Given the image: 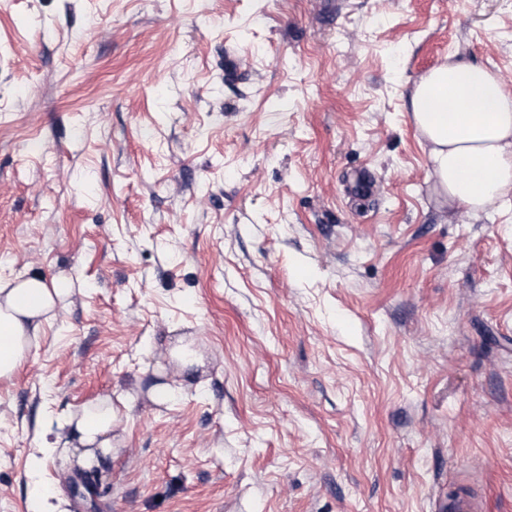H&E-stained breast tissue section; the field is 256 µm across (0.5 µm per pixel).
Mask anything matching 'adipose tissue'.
Wrapping results in <instances>:
<instances>
[{
    "label": "adipose tissue",
    "instance_id": "ef3b65f1",
    "mask_svg": "<svg viewBox=\"0 0 512 512\" xmlns=\"http://www.w3.org/2000/svg\"><path fill=\"white\" fill-rule=\"evenodd\" d=\"M410 117L429 145L431 171L449 205L474 212L512 195V78L449 57L415 84ZM73 291L72 279L38 274L0 284V379L21 366L42 321ZM119 418L106 398L71 420V446L82 461L111 452Z\"/></svg>",
    "mask_w": 512,
    "mask_h": 512
}]
</instances>
